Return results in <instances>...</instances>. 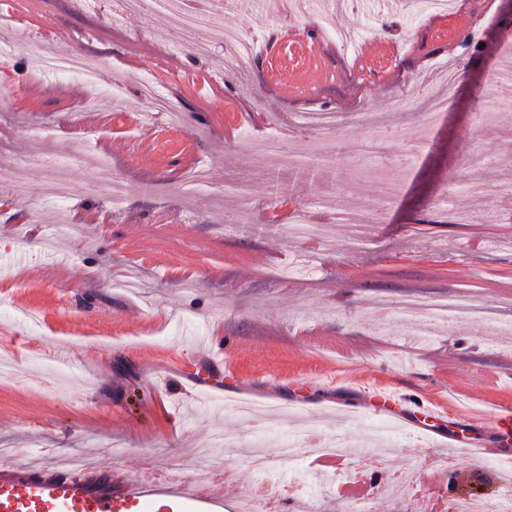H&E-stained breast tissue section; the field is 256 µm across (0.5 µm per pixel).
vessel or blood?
I'll return each mask as SVG.
<instances>
[{
    "mask_svg": "<svg viewBox=\"0 0 512 512\" xmlns=\"http://www.w3.org/2000/svg\"><path fill=\"white\" fill-rule=\"evenodd\" d=\"M195 382L239 386L240 380L224 365V348L212 343L205 360L192 374ZM366 407L370 413L385 415L422 432L447 428L452 447L468 452L471 458L512 457V409L504 407L481 422H457L453 414L432 400L410 405L397 388L375 387L369 392ZM494 432L496 446L479 447L475 427ZM223 501L222 490L207 483L172 491L164 503L151 499L148 491L122 482L117 486H95L81 469L37 472L25 467L0 470V512H212Z\"/></svg>",
    "mask_w": 512,
    "mask_h": 512,
    "instance_id": "1",
    "label": "vessel or blood"
}]
</instances>
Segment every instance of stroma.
<instances>
[{
    "label": "stroma",
    "instance_id": "1",
    "mask_svg": "<svg viewBox=\"0 0 512 512\" xmlns=\"http://www.w3.org/2000/svg\"><path fill=\"white\" fill-rule=\"evenodd\" d=\"M113 0H0V44L21 28L55 32L44 50L82 54L98 85L33 70L25 53L0 70V164L33 157L24 187L0 180V351L14 374L0 382V444L20 464L78 455L99 478L157 482L193 461H221L223 512L258 480L302 487L339 512L332 473L279 453L304 426L343 435L369 459L414 465L454 455L447 432L390 425L362 403L376 384L409 403L433 397L458 419L512 407V196L482 200L476 186L511 180L512 117L483 121L493 100L496 51L512 41V0H291L258 28L260 0H224V27L252 36L256 55L224 64L215 33L183 41L160 14L123 19ZM153 81L180 110L152 125L140 87ZM435 92L448 112H428ZM335 111L340 130H300L284 153L313 154L290 168L252 148L296 113ZM106 157L130 188L112 213L95 162ZM210 182L183 186L196 167ZM72 185L41 202L49 177ZM350 182L340 195V182ZM395 185L390 205L382 190ZM317 196L349 210L333 239L289 240L296 207ZM447 202L446 210L435 207ZM468 215L449 223L447 212ZM76 224L51 253L38 243ZM308 252V272L280 278ZM470 299L497 314L483 323L401 315L404 298ZM219 337L241 390L209 391L183 365ZM301 380L295 392L293 380ZM504 462L460 458L456 490L506 491Z\"/></svg>",
    "mask_w": 512,
    "mask_h": 512
}]
</instances>
